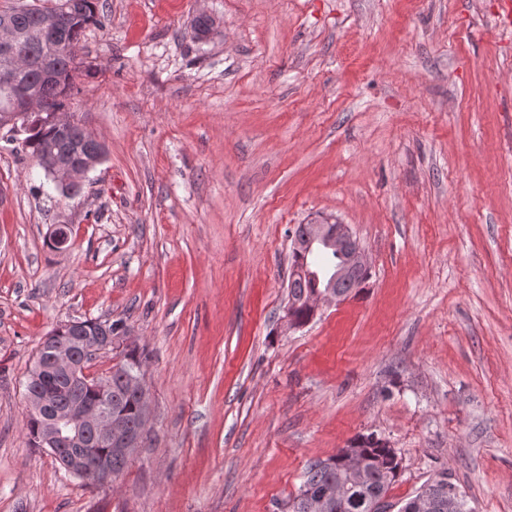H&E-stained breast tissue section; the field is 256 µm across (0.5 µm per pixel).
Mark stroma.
Listing matches in <instances>:
<instances>
[{
	"mask_svg": "<svg viewBox=\"0 0 512 512\" xmlns=\"http://www.w3.org/2000/svg\"><path fill=\"white\" fill-rule=\"evenodd\" d=\"M499 4L97 0L69 109L106 156L79 194L0 129V512H281L370 433L399 458L396 510L444 475L469 512H512ZM323 215L368 276L291 328L293 233ZM75 319L146 357L148 433L101 488L26 437L33 359Z\"/></svg>",
	"mask_w": 512,
	"mask_h": 512,
	"instance_id": "35a3bbf8",
	"label": "stroma"
}]
</instances>
